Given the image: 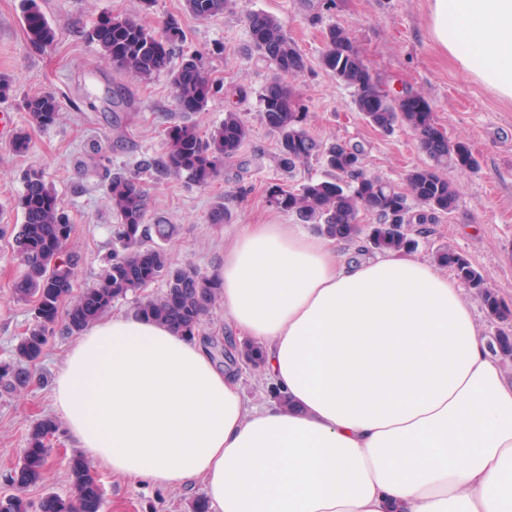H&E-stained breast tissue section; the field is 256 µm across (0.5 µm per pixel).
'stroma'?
Returning <instances> with one entry per match:
<instances>
[{"instance_id": "1", "label": "stroma", "mask_w": 512, "mask_h": 512, "mask_svg": "<svg viewBox=\"0 0 512 512\" xmlns=\"http://www.w3.org/2000/svg\"><path fill=\"white\" fill-rule=\"evenodd\" d=\"M54 31L53 41L33 47L26 35L21 0H0V75L12 81L0 112L15 116L16 131L29 146L17 151L0 139V361L12 358L19 336L32 320L33 302L15 299L21 274L13 238L22 222L24 176L40 170L72 224L68 250L79 265L74 291L91 287L112 252L113 213L106 191L110 171H136L141 159L161 157L165 130L182 121L209 133L226 110L241 112L250 138L240 154L226 160L221 174L199 186L182 178L143 174L149 218L177 225L166 242L170 259L190 263L211 275L224 263V242L240 224H291V214L267 207L272 183L298 187L321 179L318 161L288 174L276 163L278 139L262 121L259 90L273 77L255 51L246 11L274 15L306 62L293 84L307 106V127L320 141L358 144L364 169L396 185L406 173L428 166L410 131L384 133L358 112L355 91L330 77L321 59L328 27H343L380 87L420 93L447 136L465 142L479 162L473 172L447 169L459 191L456 210L439 216L419 239L417 257L431 259L450 247L465 255L484 275L488 288L512 306V104L498 100L472 78L457 71L432 40L426 26L429 0H236L235 6L208 20L194 16L186 0H38ZM104 15L133 18L154 35L168 24L178 27L184 56L202 58L220 91L199 112H181L167 74L144 79L115 70L88 33ZM51 94L60 105L56 123L33 127L23 104L32 94ZM231 212L226 224L210 221L217 203ZM71 338L63 332L49 340L32 363L31 382L19 392L0 390V496L12 493L8 481L41 419L52 416L50 382ZM53 454L42 484L28 488L30 499L46 492L67 494L70 462L77 451L65 430L50 438ZM102 512H191L202 487L160 489L100 473Z\"/></svg>"}]
</instances>
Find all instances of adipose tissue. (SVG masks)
I'll return each mask as SVG.
<instances>
[{"mask_svg":"<svg viewBox=\"0 0 512 512\" xmlns=\"http://www.w3.org/2000/svg\"><path fill=\"white\" fill-rule=\"evenodd\" d=\"M454 66L512 103V0H429ZM239 341L285 403L246 401L198 338L132 316L89 326L52 380L78 452L217 512H512V379L460 281L403 252L346 257L245 224L219 272Z\"/></svg>","mask_w":512,"mask_h":512,"instance_id":"1","label":"adipose tissue"}]
</instances>
